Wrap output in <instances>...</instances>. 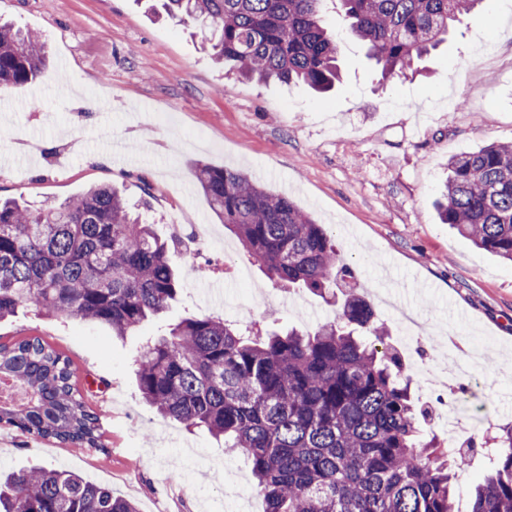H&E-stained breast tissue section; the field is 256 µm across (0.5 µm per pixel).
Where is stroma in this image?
<instances>
[{
  "mask_svg": "<svg viewBox=\"0 0 512 512\" xmlns=\"http://www.w3.org/2000/svg\"><path fill=\"white\" fill-rule=\"evenodd\" d=\"M0 19L41 33L49 54L35 82L0 89V196L64 201L110 184L160 237L197 252L192 262L172 253L176 300L124 338L32 306L0 321V343L37 337L70 358L105 446L0 427L1 469L77 471L139 512H264L242 455L143 401L136 359L147 338L189 316L311 329L338 305L263 273L212 212L201 164L241 171L323 224L387 325L386 343L400 344L397 308L420 316L430 339L405 365L440 368L449 337L465 343L469 372L454 401L474 440L512 423V264L437 216L451 157L512 143V0H480L416 74L387 79L327 0L324 23L341 45V81L327 94L227 72L194 25L158 16L148 0H0ZM385 290L397 308L380 303Z\"/></svg>",
  "mask_w": 512,
  "mask_h": 512,
  "instance_id": "obj_1",
  "label": "stroma"
}]
</instances>
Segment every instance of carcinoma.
Wrapping results in <instances>:
<instances>
[{
	"label": "carcinoma",
	"mask_w": 512,
	"mask_h": 512,
	"mask_svg": "<svg viewBox=\"0 0 512 512\" xmlns=\"http://www.w3.org/2000/svg\"><path fill=\"white\" fill-rule=\"evenodd\" d=\"M326 0H164L169 18L199 26L211 59L261 82L338 79ZM478 0H336L349 30L385 75L405 74ZM36 33L0 25V88L31 84L47 65ZM438 216L475 246L512 262V144L452 158ZM197 179L217 217L268 276L321 297L355 279L323 225L287 196L239 171L202 165ZM171 244L97 185L61 203L0 199V319L22 304L123 337L177 292ZM373 336L369 345L364 336ZM372 307L349 295L336 319L285 333L185 318L136 360L145 401L245 456L265 512H455L460 454L426 439L411 378ZM0 374L33 403L0 408V424L71 448L103 450L100 415L73 382L69 358L38 338L0 344ZM491 468L469 512H512V425L484 441ZM0 512H137L130 500L72 471L34 466L0 476Z\"/></svg>",
	"instance_id": "1"
}]
</instances>
